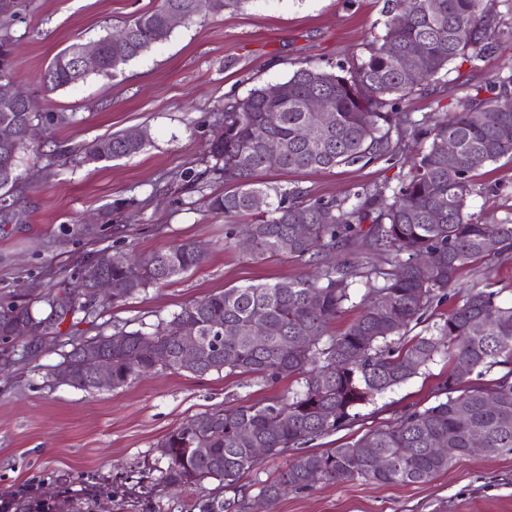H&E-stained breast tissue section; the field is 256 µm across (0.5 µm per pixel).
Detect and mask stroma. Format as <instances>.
<instances>
[{"label":"stroma","instance_id":"1","mask_svg":"<svg viewBox=\"0 0 512 512\" xmlns=\"http://www.w3.org/2000/svg\"><path fill=\"white\" fill-rule=\"evenodd\" d=\"M157 0H31L9 28L14 42L11 77L33 98L35 112L52 115L37 146L25 150L19 185L8 198L13 212L0 223V303L36 300L70 282L97 252L145 256L190 241L204 263L184 277L145 289L126 301L76 314L74 326L44 336L28 359L0 371V501L23 512L31 501L55 512H202L206 503L226 512H512V453L474 452L422 484L376 483L362 477L291 491L274 503L263 486L297 458H266L240 479L244 495L206 479L169 485L159 444L204 412L249 406L302 390L295 375L268 382L255 375L160 370L133 377L114 390H83L53 371L72 337L127 331L154 332L193 300L246 283H276L310 274L287 257L251 259L224 244V219L208 206L224 180L211 166L208 142L227 98L286 80L302 64L327 70L363 58L384 32V0H246L238 9L178 25L168 40L114 75L90 74L78 84L43 92L40 75L56 53L121 30ZM512 72V37L476 63L454 60L404 108L414 118L448 105ZM148 133L137 154L88 162L84 150L118 131ZM191 168L200 187L177 182ZM403 171L383 161L323 171L264 170L258 180L305 191L309 198H344L360 186L398 183ZM468 211L486 224L512 223V160L475 171ZM84 234H74L75 226ZM490 280L502 304H512V250L463 268L455 288L432 309L418 333H427L460 299L461 290ZM453 369L439 356L418 376L359 406L352 426L308 444L318 453L351 443L391 424L405 411L434 405Z\"/></svg>","mask_w":512,"mask_h":512}]
</instances>
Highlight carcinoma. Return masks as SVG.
<instances>
[{"instance_id": "carcinoma-1", "label": "carcinoma", "mask_w": 512, "mask_h": 512, "mask_svg": "<svg viewBox=\"0 0 512 512\" xmlns=\"http://www.w3.org/2000/svg\"><path fill=\"white\" fill-rule=\"evenodd\" d=\"M247 0H159L152 10L134 16L124 26L128 37L98 40L102 59L96 72L108 75L166 41L171 10L191 22L201 14L239 8ZM384 33L372 42L368 55L337 65V70L305 65L282 82L255 87L242 99L225 102L219 129L209 143L213 170L224 175V192L211 197L210 209L224 217V245L238 236L234 218L253 214L245 226L253 240V260L287 255L309 264L335 251L361 249L385 257V266L344 259L313 278L274 284L232 286L181 308L151 334L123 329L119 345L101 334L73 346L67 355L70 384L89 386L82 358L88 350L112 356V388L158 368L179 371L176 362L183 336L201 338L203 349L189 372L206 375L229 371L258 375L272 382L305 375L303 389L285 399L204 413L161 441L167 459L166 480L191 485L213 478L237 491L241 475L257 462L251 449L265 448L276 457L353 425L356 409L373 397L406 383L435 357L445 355L481 377L512 362V305L498 300L491 285L474 286L426 336L400 343L411 324H419L434 302L447 297L459 271L478 258L495 259L512 248V224L498 225L495 246L487 244L485 224L466 212L473 172L502 158L512 160V73L499 76L457 99L453 115L433 112L415 119L403 103L429 85L455 59L475 62L490 51L502 34L503 22L494 0H386ZM414 42L424 45L412 70L398 66L400 55ZM77 44L57 53L40 77L53 92L84 79L73 66ZM12 43L0 35V73L10 71ZM323 97L331 109L328 125L302 137L311 123L303 103ZM278 114L276 123L267 120ZM14 122L11 142L0 141V160L9 155L18 167L20 152L37 140L35 112H1ZM426 139L428 147L411 156L409 139ZM147 136L137 140L116 132L90 145L91 161L130 157L142 150ZM277 140L283 151L277 164L267 162L265 143ZM452 140L457 158L448 166L441 143ZM408 166L395 186L385 181L367 185L343 199H308L299 189L255 180L261 170L322 171L340 165L376 161ZM17 174L0 178V222L8 214L6 197ZM267 199L257 210L253 198ZM368 227H363V224ZM196 244L183 242L155 251L128 264H114L116 304L146 288L181 278L204 262ZM366 286L358 317L339 334L329 325L355 299L356 285ZM266 335L251 336L256 319ZM33 322L45 330L59 328L64 317L38 316L28 304L0 305V344L14 341L15 324ZM152 342L171 357L154 362L141 354ZM446 399L399 416L385 428L355 442L320 453L302 454L277 480L262 489L268 501L289 490H306L321 482L355 476L380 483L421 484L469 453L473 434L483 435L492 453L512 452V370L491 385H463L450 374L440 388ZM494 396V404L487 402ZM467 416L459 415L460 408ZM436 441L448 452L432 451ZM386 458L375 467L373 456Z\"/></svg>"}]
</instances>
